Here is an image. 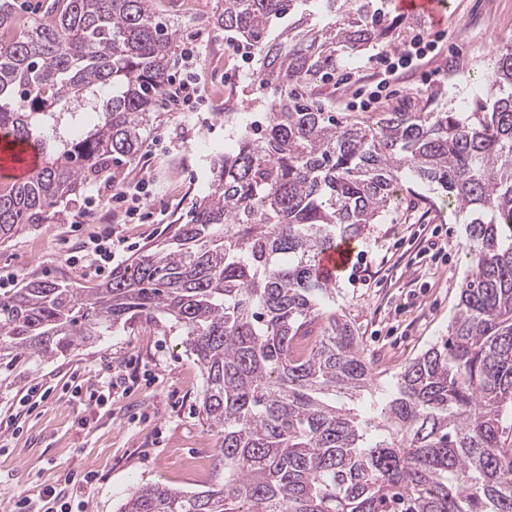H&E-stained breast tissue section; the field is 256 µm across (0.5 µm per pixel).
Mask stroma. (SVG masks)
Returning <instances> with one entry per match:
<instances>
[{"label": "stroma", "instance_id": "stroma-1", "mask_svg": "<svg viewBox=\"0 0 512 512\" xmlns=\"http://www.w3.org/2000/svg\"><path fill=\"white\" fill-rule=\"evenodd\" d=\"M158 0V15L174 23L177 43L196 44L198 73L206 89L201 112H167L147 133L141 157L125 170L146 179V203L156 220L122 227L131 245L124 262L146 254L164 238L168 225L185 222L196 198L209 188L210 160L234 148L237 130L264 119L282 91L262 83L258 58L234 53L227 33L210 17L216 0ZM443 21L391 11L400 40L441 34L437 53L422 66L448 70V81L425 86L421 78L391 84L377 109L415 112L434 95L441 107L471 112L484 99L481 78L497 53L512 47V0H447ZM374 49L341 61L329 82L315 83L314 98L350 111L355 88H374L379 72ZM232 121L217 119L219 111ZM93 222L75 227L79 213ZM465 214L449 206L442 189L402 177L390 211L357 240L353 260L363 279L349 273L336 282L337 315L351 322L378 383L393 388L415 357L446 336L469 274L465 259ZM106 212L82 191L63 219L26 224L0 240V273L19 281L60 279L94 288L102 275L75 264L73 255L93 235L109 231ZM441 234L448 249L426 255L429 239ZM45 397L20 399L33 386ZM204 377L182 345L181 329L164 318H143L93 344L47 362H32L24 377L0 383V512H15L26 493L28 512H46L55 499L78 497L85 512H118L144 485L163 484L188 492L221 488L224 456L220 440L201 418Z\"/></svg>", "mask_w": 512, "mask_h": 512}]
</instances>
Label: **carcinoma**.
<instances>
[{
  "label": "carcinoma",
  "mask_w": 512,
  "mask_h": 512,
  "mask_svg": "<svg viewBox=\"0 0 512 512\" xmlns=\"http://www.w3.org/2000/svg\"><path fill=\"white\" fill-rule=\"evenodd\" d=\"M224 0L213 22L260 56L286 94L264 125L211 159L209 193L149 253L95 288L52 279L0 292V377L160 314L183 331L220 437L224 487L135 491L120 512H512V52L484 75L488 99L457 112H381L375 122L313 100L312 83L386 40L387 0ZM155 0H51L52 23L12 30L0 0V130L41 166L0 183V238L44 224L90 182L120 178L160 120L177 33ZM291 22L267 39L269 23ZM101 113L75 137V108ZM436 183L468 214L448 335L397 376L371 412L341 403L377 389L318 257L388 211L401 175Z\"/></svg>",
  "instance_id": "1"
}]
</instances>
